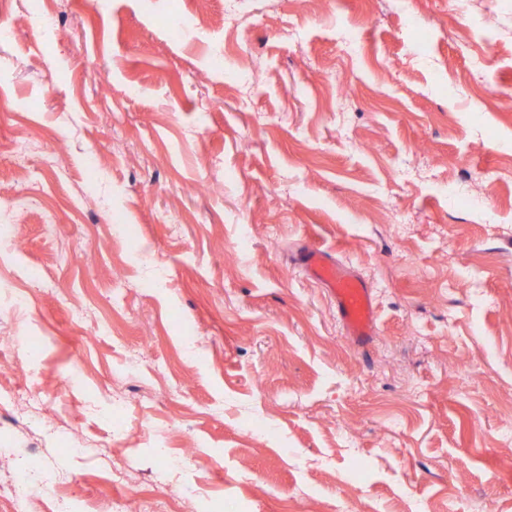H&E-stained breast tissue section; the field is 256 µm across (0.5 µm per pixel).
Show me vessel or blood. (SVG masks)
Returning a JSON list of instances; mask_svg holds the SVG:
<instances>
[{
  "instance_id": "1",
  "label": "vessel or blood",
  "mask_w": 512,
  "mask_h": 512,
  "mask_svg": "<svg viewBox=\"0 0 512 512\" xmlns=\"http://www.w3.org/2000/svg\"><path fill=\"white\" fill-rule=\"evenodd\" d=\"M303 271L331 295L347 336L359 346L367 345L376 333L377 310L372 289L350 267L326 249L310 246L298 255Z\"/></svg>"
}]
</instances>
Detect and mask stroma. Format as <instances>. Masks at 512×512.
Returning <instances> with one entry per match:
<instances>
[{"instance_id":"35a3bbf8","label":"stroma","mask_w":512,"mask_h":512,"mask_svg":"<svg viewBox=\"0 0 512 512\" xmlns=\"http://www.w3.org/2000/svg\"><path fill=\"white\" fill-rule=\"evenodd\" d=\"M225 2H14L0 337L39 350L0 389L38 377L63 424L0 410V480L39 464L73 512H512V0H238L229 38ZM312 243L372 286L366 348Z\"/></svg>"}]
</instances>
